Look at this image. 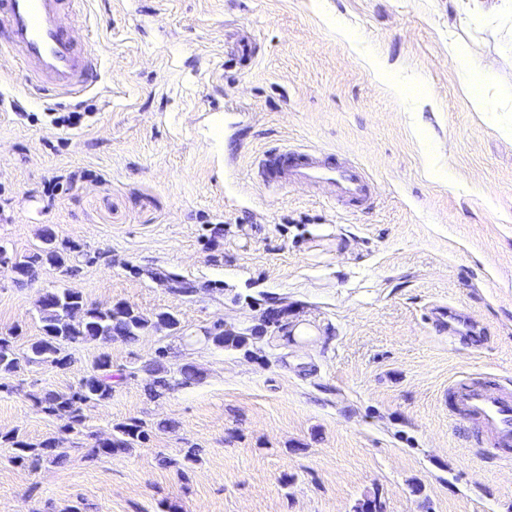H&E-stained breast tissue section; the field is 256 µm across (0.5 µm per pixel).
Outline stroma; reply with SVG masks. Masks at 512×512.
<instances>
[{"instance_id": "1", "label": "stroma", "mask_w": 512, "mask_h": 512, "mask_svg": "<svg viewBox=\"0 0 512 512\" xmlns=\"http://www.w3.org/2000/svg\"><path fill=\"white\" fill-rule=\"evenodd\" d=\"M83 16L106 53L76 128L0 55V91L29 114L0 108V246L29 254L48 228L66 256L24 282L0 267V333L26 351L55 288L179 328L0 372V433L70 451L34 469L0 445V512H355L368 496L512 512V463L483 460L445 402L463 373L512 382V23L472 0H86ZM452 38L491 70L500 111L473 110ZM278 144L357 159L376 201L262 195L255 162ZM434 303L479 343L449 342ZM219 323L246 345L207 342ZM104 355L112 397L81 426L36 407ZM133 422L148 440L83 458L88 435ZM191 448L179 475L167 461ZM428 319L440 328H448V338L456 340L464 338L463 335L476 334V325L463 317L456 310L443 306H433L429 310Z\"/></svg>"}]
</instances>
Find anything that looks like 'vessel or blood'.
<instances>
[{"label":"vessel or blood","instance_id":"1","mask_svg":"<svg viewBox=\"0 0 512 512\" xmlns=\"http://www.w3.org/2000/svg\"><path fill=\"white\" fill-rule=\"evenodd\" d=\"M84 0H0V52L14 55L26 85L45 100H62L98 87L102 50L89 46L90 30L76 15ZM255 183L278 192L293 185L328 190L338 204L364 205L377 192L359 162L311 146H276L258 161ZM429 320L449 339L474 334L475 324L456 310L434 306ZM448 417L476 427L479 446L492 460L512 462V392L492 381L460 375L448 385Z\"/></svg>","mask_w":512,"mask_h":512}]
</instances>
